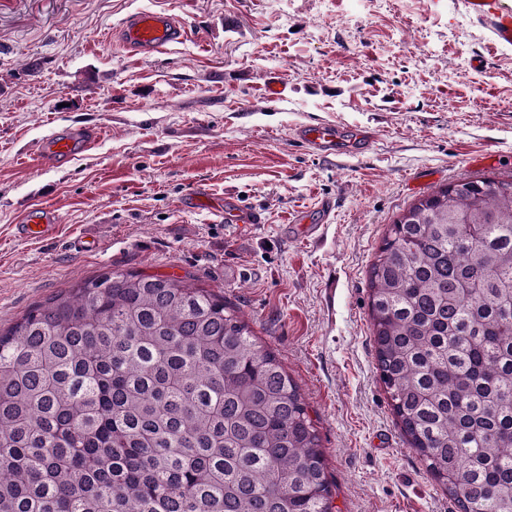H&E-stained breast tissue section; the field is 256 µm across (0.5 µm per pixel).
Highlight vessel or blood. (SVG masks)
<instances>
[{"label": "vessel or blood", "instance_id": "b4317fda", "mask_svg": "<svg viewBox=\"0 0 512 512\" xmlns=\"http://www.w3.org/2000/svg\"><path fill=\"white\" fill-rule=\"evenodd\" d=\"M470 16L484 27L493 44L502 47L512 46V6L505 0H464ZM121 41L128 48L146 55L163 50L167 45L184 41L188 30L177 17L161 13H139L128 18L121 30ZM294 139L309 153L327 158L348 151L365 152L372 143L369 132H358L353 139H345L340 125L325 123L319 126H298L293 131ZM95 131L74 129L67 134L47 141L40 149L42 160L60 166L66 163L75 151L88 150L96 140ZM60 227L52 212L24 220L16 225L18 237L44 241L57 235Z\"/></svg>", "mask_w": 512, "mask_h": 512}]
</instances>
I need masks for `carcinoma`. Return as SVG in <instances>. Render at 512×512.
Returning <instances> with one entry per match:
<instances>
[{"label": "carcinoma", "instance_id": "cac0c4a2", "mask_svg": "<svg viewBox=\"0 0 512 512\" xmlns=\"http://www.w3.org/2000/svg\"><path fill=\"white\" fill-rule=\"evenodd\" d=\"M375 364L458 512H512V179L443 186L368 270ZM299 387L224 296L112 270L0 330V512H332Z\"/></svg>", "mask_w": 512, "mask_h": 512}]
</instances>
